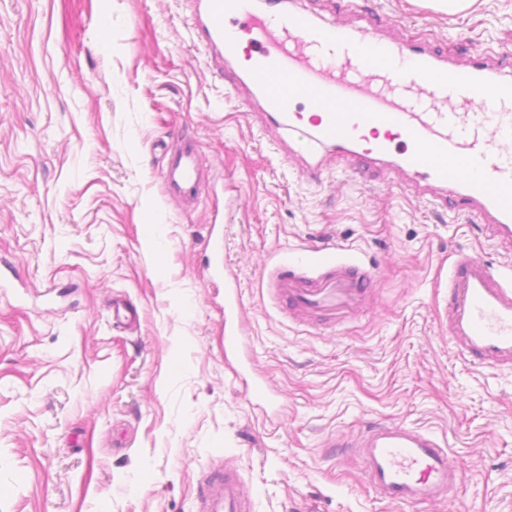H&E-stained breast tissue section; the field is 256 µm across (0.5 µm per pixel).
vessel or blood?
Here are the masks:
<instances>
[{
  "label": "vessel or blood",
  "instance_id": "b4317fda",
  "mask_svg": "<svg viewBox=\"0 0 512 512\" xmlns=\"http://www.w3.org/2000/svg\"><path fill=\"white\" fill-rule=\"evenodd\" d=\"M191 21L212 52L258 103L266 131L287 133V154L302 176L320 179L331 163L390 162L418 192L447 189L487 217L490 241L511 262L494 269L461 251L450 279L448 339L478 368L512 365V53L498 62H457L420 39H386L374 25L351 33L320 23L287 0H192ZM161 179L184 206L202 199L207 170L195 138L172 144ZM370 271L326 262L312 274L274 270L269 287L289 314L344 322L366 303ZM240 290L229 283L224 351L246 345L235 317ZM379 499L405 505L444 502L460 477L448 450L421 428L370 422L351 441ZM201 512H250L243 478L213 466L203 479Z\"/></svg>",
  "mask_w": 512,
  "mask_h": 512
}]
</instances>
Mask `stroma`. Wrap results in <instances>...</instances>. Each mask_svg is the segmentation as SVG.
<instances>
[{
	"label": "stroma",
	"instance_id": "35a3bbf8",
	"mask_svg": "<svg viewBox=\"0 0 512 512\" xmlns=\"http://www.w3.org/2000/svg\"><path fill=\"white\" fill-rule=\"evenodd\" d=\"M314 15L412 35L463 63L512 50V0H305ZM189 0H0V512H197L214 458L251 512H512V367L448 341L459 250L504 259L481 216L406 174L301 176L210 68ZM196 139L194 208L160 173ZM335 246L372 271L367 308L293 320L268 268ZM224 264L280 412L253 406L224 353ZM139 321L112 318L113 298ZM422 427L462 473L451 501L378 499L343 443L371 421Z\"/></svg>",
	"mask_w": 512,
	"mask_h": 512
}]
</instances>
